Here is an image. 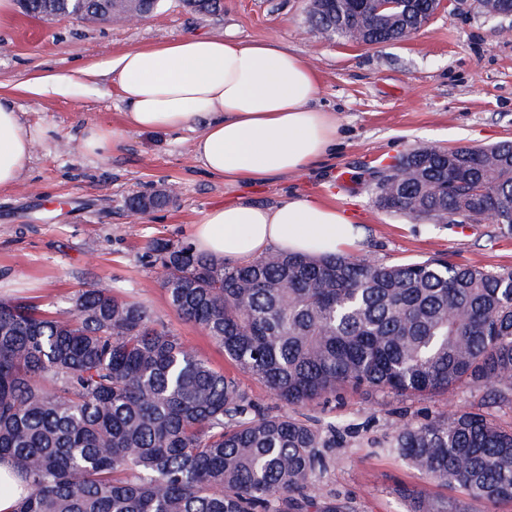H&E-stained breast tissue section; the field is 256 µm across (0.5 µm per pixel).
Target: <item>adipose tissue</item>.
I'll return each mask as SVG.
<instances>
[{
    "instance_id": "ef3b65f1",
    "label": "adipose tissue",
    "mask_w": 512,
    "mask_h": 512,
    "mask_svg": "<svg viewBox=\"0 0 512 512\" xmlns=\"http://www.w3.org/2000/svg\"><path fill=\"white\" fill-rule=\"evenodd\" d=\"M124 119L139 130L201 127L193 152L210 175L235 188L314 167L336 141L334 113L316 108L317 72L276 41L188 36L113 59ZM33 137L12 101L0 96V190L32 159ZM363 230L335 206L291 197L261 207L244 201L207 210L195 248L229 262L269 250L313 257L357 247Z\"/></svg>"
}]
</instances>
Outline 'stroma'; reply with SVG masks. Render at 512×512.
I'll use <instances>...</instances> for the list:
<instances>
[{
  "label": "stroma",
  "instance_id": "obj_1",
  "mask_svg": "<svg viewBox=\"0 0 512 512\" xmlns=\"http://www.w3.org/2000/svg\"><path fill=\"white\" fill-rule=\"evenodd\" d=\"M215 14H199L181 0H162L143 22L87 25L70 17L40 19L15 11L0 25V94L10 96L35 140L29 167L0 190V297L70 308L95 283L147 305L157 323L226 373L223 350L168 304L146 244L154 238L187 241L211 207L243 199L273 206L290 197L335 204L365 231L356 257L383 264L437 254L489 270L512 269V238L493 224H426L378 209L358 183L367 168L417 146L487 147L512 140V37L504 19L443 7L419 31L382 46L330 40L313 29L308 0H222ZM184 36L276 40L317 71L318 104L333 112L336 142L318 166L262 185L235 190L210 176L193 157L196 131H140L125 126L116 80L105 64L126 51ZM86 68L92 75L65 93L31 92L49 72ZM114 130L111 148L82 152L84 129ZM165 184L178 188L167 206L137 217L124 205L133 192ZM241 389L271 414H289L335 428L318 494L348 500L352 512H407L406 494L459 503L465 512H512L469 499L461 489L431 482L385 442L409 419L443 410L480 408L481 385L451 393L399 396L347 392L289 406L260 382L239 376Z\"/></svg>",
  "mask_w": 512,
  "mask_h": 512
}]
</instances>
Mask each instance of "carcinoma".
<instances>
[{
	"label": "carcinoma",
	"instance_id": "cac0c4a2",
	"mask_svg": "<svg viewBox=\"0 0 512 512\" xmlns=\"http://www.w3.org/2000/svg\"><path fill=\"white\" fill-rule=\"evenodd\" d=\"M353 0H312L327 39L409 36L436 7L375 15ZM215 13L221 0H182ZM80 6L91 22L121 0H25L41 18ZM374 204L430 224L497 216L512 235V141L418 146L369 173ZM171 308L198 325L239 374L309 404L342 390L433 394L489 384L512 402V270L433 258L386 265L271 251L242 265L189 242L147 245ZM336 441L290 415L264 413L237 378L158 326L148 306L107 284L68 311L0 299V460L29 487L14 512H350L315 494ZM388 448L440 485L512 500V425L488 411L405 423ZM410 512H448L413 497Z\"/></svg>",
	"mask_w": 512,
	"mask_h": 512
}]
</instances>
